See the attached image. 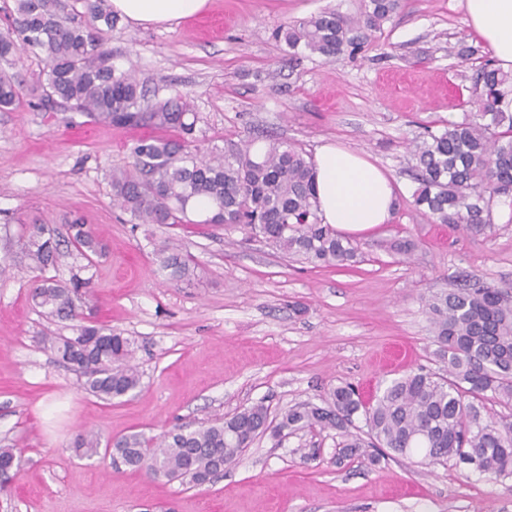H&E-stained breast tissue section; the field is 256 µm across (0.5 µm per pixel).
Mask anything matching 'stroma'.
Listing matches in <instances>:
<instances>
[{"mask_svg":"<svg viewBox=\"0 0 512 512\" xmlns=\"http://www.w3.org/2000/svg\"><path fill=\"white\" fill-rule=\"evenodd\" d=\"M361 0H209L203 14L148 26L119 21V64L161 97H187L203 152L231 153L258 136L327 142L364 153L397 189L390 223L353 236L360 260L320 267L288 257L241 225L134 224L114 205L112 174L148 128L98 125L26 97L0 110V447L26 459L0 512H512V478L472 466L424 468L395 456L341 459L335 431L257 438L210 482L193 486L80 458L71 442L160 436L176 426L264 404L271 414L320 403L343 382L375 394L406 371L436 368L424 299L470 275L512 286V206L495 205L492 235L439 224L412 206L407 145L424 127L459 121L491 52L463 22L465 0H401L357 55L289 57L274 30L324 9L353 16ZM81 219L106 245L73 254L49 277L90 280L87 319L133 342L142 379L110 401L46 349L73 335L46 320L16 265L20 227ZM409 238L411 254L389 251ZM171 243L197 265L178 286L156 272Z\"/></svg>","mask_w":512,"mask_h":512,"instance_id":"35a3bbf8","label":"stroma"}]
</instances>
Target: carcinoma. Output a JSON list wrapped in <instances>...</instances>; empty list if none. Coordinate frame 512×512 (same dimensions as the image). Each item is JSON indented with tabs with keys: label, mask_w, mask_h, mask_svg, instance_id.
Instances as JSON below:
<instances>
[{
	"label": "carcinoma",
	"mask_w": 512,
	"mask_h": 512,
	"mask_svg": "<svg viewBox=\"0 0 512 512\" xmlns=\"http://www.w3.org/2000/svg\"><path fill=\"white\" fill-rule=\"evenodd\" d=\"M399 7L400 0H362L356 16L324 10L280 27L275 38L291 56L301 50L326 59L353 55ZM16 13L17 26L0 33V60L21 48L44 56L47 73L45 82L27 87L0 68L1 110L26 95L108 126L174 132L138 142L129 167L112 174V195L131 223H188L193 202L203 198L212 203L204 224H242L284 254L315 266L340 267L357 258L358 247L319 219L312 163L302 147L271 141L258 149L251 141L228 156H208L187 139L197 116L182 96L151 99L131 70L115 64L108 34L117 17L108 0H16ZM509 98L512 73L488 60L474 84L476 111L428 129L414 142L418 211L474 234L494 232L492 206L512 193V112L504 108ZM65 242L87 259L105 250L84 224L22 225L20 253L36 272L30 298L46 318L78 322L76 336H53L49 348L85 377L86 390L110 401L141 383L130 364L132 343L110 328L84 324L89 280L75 274L66 286L42 275L70 255ZM155 256L165 282L176 285L195 276L176 247L165 243ZM425 308L440 372L410 370L370 403L352 385H337L320 405L300 404L272 418L268 407L256 404L190 431L175 427L155 438H117L105 451L134 472L201 485L221 471L219 463L235 462L269 431L335 429L344 438L343 456H350L362 447L352 432L360 417L371 447L383 449L371 457L374 464L382 456L418 455L426 467L455 461L481 475L512 477V287L468 280L430 294ZM487 400L508 412L482 418ZM99 448L98 435L90 431L73 441L80 458L99 454ZM22 462V452L0 448V486L8 485Z\"/></svg>",
	"instance_id": "1"
}]
</instances>
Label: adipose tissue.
Listing matches in <instances>:
<instances>
[{"label": "adipose tissue", "instance_id": "1", "mask_svg": "<svg viewBox=\"0 0 512 512\" xmlns=\"http://www.w3.org/2000/svg\"><path fill=\"white\" fill-rule=\"evenodd\" d=\"M126 21L152 25L201 13L208 0H111ZM465 24L487 44L493 57L512 71V0H466ZM318 215L322 223L352 234L388 223L396 188L390 177L361 153L324 144L313 158Z\"/></svg>", "mask_w": 512, "mask_h": 512}]
</instances>
